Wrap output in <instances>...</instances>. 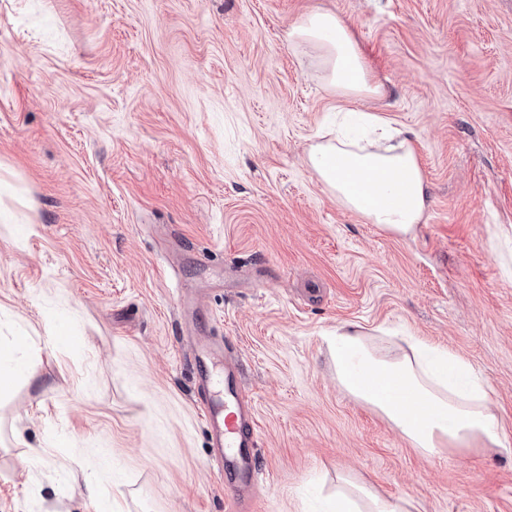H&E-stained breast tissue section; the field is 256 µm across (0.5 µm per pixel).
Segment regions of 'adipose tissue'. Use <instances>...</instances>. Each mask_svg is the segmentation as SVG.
I'll return each instance as SVG.
<instances>
[{"label":"adipose tissue","mask_w":512,"mask_h":512,"mask_svg":"<svg viewBox=\"0 0 512 512\" xmlns=\"http://www.w3.org/2000/svg\"><path fill=\"white\" fill-rule=\"evenodd\" d=\"M289 39L337 96L350 101L379 94L349 26L335 12L303 14L290 25ZM307 161L338 204L385 232L412 234L426 214L427 182L409 131L375 114L348 112L335 137L309 146ZM326 343L340 388L424 456H464L484 447L512 457V439L492 406L488 383L448 348L385 328L370 334L355 323L338 326ZM407 505L346 479L328 512H409Z\"/></svg>","instance_id":"adipose-tissue-1"}]
</instances>
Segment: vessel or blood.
<instances>
[{
	"label": "vessel or blood",
	"instance_id": "b4317fda",
	"mask_svg": "<svg viewBox=\"0 0 512 512\" xmlns=\"http://www.w3.org/2000/svg\"><path fill=\"white\" fill-rule=\"evenodd\" d=\"M218 352L203 344L192 353V363L199 378L200 387H210L216 365L224 367V402L213 404L209 398H201L197 406L208 427L214 457L224 471V481L235 492L251 489L261 473L257 464L258 445L245 426L252 418V410L245 398L242 377L233 362H219Z\"/></svg>",
	"mask_w": 512,
	"mask_h": 512
}]
</instances>
